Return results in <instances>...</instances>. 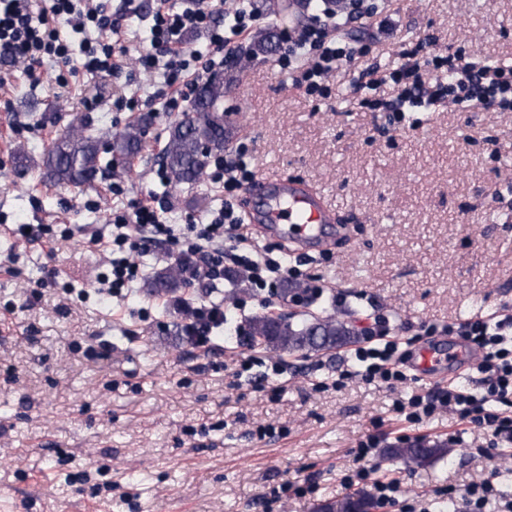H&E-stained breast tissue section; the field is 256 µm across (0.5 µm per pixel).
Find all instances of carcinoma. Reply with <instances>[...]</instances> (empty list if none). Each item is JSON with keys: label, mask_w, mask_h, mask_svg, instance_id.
Masks as SVG:
<instances>
[{"label": "carcinoma", "mask_w": 512, "mask_h": 512, "mask_svg": "<svg viewBox=\"0 0 512 512\" xmlns=\"http://www.w3.org/2000/svg\"><path fill=\"white\" fill-rule=\"evenodd\" d=\"M271 33L264 31L246 52L251 59L272 52ZM224 76L213 75L202 80L196 91L191 110L168 125L163 145L158 153L159 164L167 182L174 186L197 185L204 180L211 158L224 153L233 139V126L224 111ZM141 117L112 135L107 145L85 134L82 120L74 118L45 150L41 159L44 177L55 184L81 187L91 182L100 171L115 164L130 166L144 146L147 123ZM189 260H177L147 277L143 292L148 295H174L185 284ZM224 329L239 340L254 346L285 352H319L346 346L359 339L350 323L332 315L308 312L302 317L288 313H262L234 325L232 315L225 314ZM445 444L423 441L406 442L386 449L390 459L426 466L448 456ZM374 503L365 492L346 495L336 500L322 501L315 512H372Z\"/></svg>", "instance_id": "cac0c4a2"}]
</instances>
